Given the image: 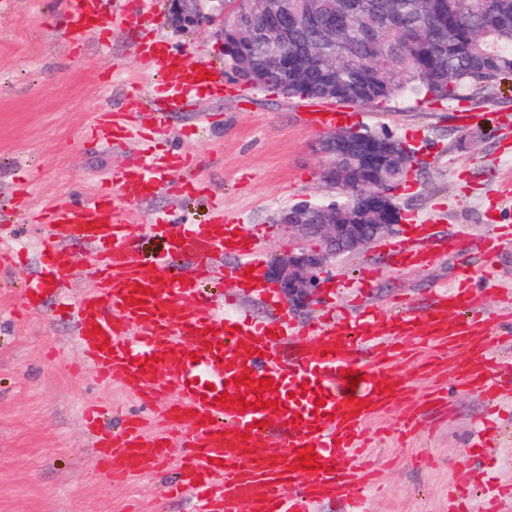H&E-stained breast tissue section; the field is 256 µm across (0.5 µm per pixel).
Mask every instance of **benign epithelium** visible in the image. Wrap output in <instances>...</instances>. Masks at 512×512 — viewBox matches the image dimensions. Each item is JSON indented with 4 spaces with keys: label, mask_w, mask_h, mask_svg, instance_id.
Masks as SVG:
<instances>
[{
    "label": "benign epithelium",
    "mask_w": 512,
    "mask_h": 512,
    "mask_svg": "<svg viewBox=\"0 0 512 512\" xmlns=\"http://www.w3.org/2000/svg\"><path fill=\"white\" fill-rule=\"evenodd\" d=\"M169 18L183 29L210 27L221 41L232 21L230 9L224 4L207 12L203 0H169ZM358 150L374 155L366 144L339 129L325 133L315 143L318 176L329 194H335L336 186L344 184L336 177V159ZM276 223L288 230L294 243L285 258L268 267L267 275L278 285L288 304L296 309L308 306L317 297L332 258L358 252L396 229V225L386 223L338 224L336 205L308 202L280 210Z\"/></svg>",
    "instance_id": "1"
}]
</instances>
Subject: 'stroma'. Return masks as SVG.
Listing matches in <instances>:
<instances>
[{"instance_id": "35a3bbf8", "label": "stroma", "mask_w": 512, "mask_h": 512, "mask_svg": "<svg viewBox=\"0 0 512 512\" xmlns=\"http://www.w3.org/2000/svg\"><path fill=\"white\" fill-rule=\"evenodd\" d=\"M148 25L172 52L228 79L223 46L212 30L177 27L168 17V0H156L149 24L134 20L113 27L106 49L93 40L77 48L66 41L62 0H11L10 9L0 11V226H8L11 244L32 258L0 270V512L192 509L189 500L161 495L175 470L115 482L100 472L83 430L84 408L111 407L110 424L117 430L125 416L145 411L144 401L73 368V325L54 315L53 297L33 312L18 307L45 233L35 215L15 214L18 182L30 177L36 206L68 205L140 154L139 140L109 148L91 139L90 128L97 113L126 110V86L140 77L134 47ZM305 106V100L236 82L222 94L197 96L189 107L170 112L154 146L196 156L210 197L187 202L163 188L134 204L133 255L149 262L165 249L147 224H176L187 214L205 218L214 199L223 202L225 219L259 233L263 264L285 257L291 242L274 224L275 213L329 199L313 150L325 129ZM352 113L351 125L388 130L415 151L417 164L397 192L403 224L396 236L405 238L409 225H428L423 245L434 259L420 269H396L382 240L337 256L316 301L290 310V318L314 324L331 300L346 297L345 282L367 264L378 275L362 290L363 303L421 314L439 291L455 287L469 264L479 273L473 287L484 310L499 313L500 329L512 334V239L488 260L479 249L499 225H512V199L496 191L512 179V129L504 126L512 121V79L472 103L431 104L405 95ZM450 237L463 243L462 253H443ZM501 385L504 404L496 419L502 434L489 451L477 446L483 401L452 377L419 380L409 397L394 404L385 416L390 439L370 450L374 466L384 469L372 512H448L452 484L467 495L470 512H482L489 480L512 485V376Z\"/></svg>"}]
</instances>
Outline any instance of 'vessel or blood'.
Wrapping results in <instances>:
<instances>
[{
    "label": "vessel or blood",
    "instance_id": "obj_1",
    "mask_svg": "<svg viewBox=\"0 0 512 512\" xmlns=\"http://www.w3.org/2000/svg\"><path fill=\"white\" fill-rule=\"evenodd\" d=\"M105 13L100 0H65L69 23L64 33L74 45L106 42L118 20L141 16L143 0H118ZM135 52L157 95L188 102L195 93L215 90L195 63L170 54L166 44L146 34ZM129 109L102 112L91 133L115 146L129 133L144 142L142 152L103 190L79 203L49 209L48 233L41 242L38 272L21 304L37 309L47 291L74 323V344L83 366L105 384L116 383L147 399L166 423L161 434L146 431V418H126L120 434L100 426L91 409L85 423L104 474L129 479L165 468L171 439L182 438L185 455L170 494L190 495L195 512H307L326 499L369 512L372 483L358 465L364 426L384 415L397 398L408 396L416 379L436 371L445 357L455 359L453 375L488 402L500 396L502 362L496 316L483 314L469 286L472 267L459 285L436 295L426 312L387 313L372 307L356 316L340 313L309 327L294 325L274 288L261 285L254 268L257 236L227 223L223 204H215L208 223L156 222L166 252L147 263L130 252L133 204L169 184L174 172L192 165L191 156L150 147L151 135L166 121L162 112H144L136 95ZM92 251L91 284L72 297L69 278L78 266L70 238ZM398 266L428 265L431 253L418 239L388 246ZM239 256L227 273L234 287L258 289L279 307L278 317L258 322L217 306L199 295L198 284L224 252ZM190 261L192 273L177 280L168 258ZM415 341L420 354L405 353ZM359 375L350 384L344 371ZM249 384H240L241 376ZM271 379L262 389V379ZM228 395L229 403L218 400ZM247 408H240L239 400ZM279 439L280 448L269 445ZM314 452L319 467L298 468V454Z\"/></svg>",
    "mask_w": 512,
    "mask_h": 512
}]
</instances>
